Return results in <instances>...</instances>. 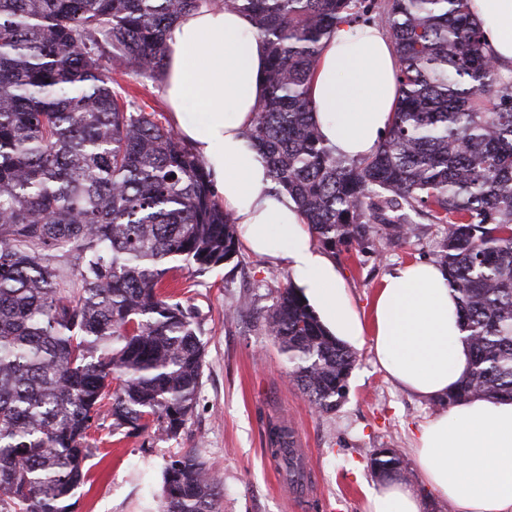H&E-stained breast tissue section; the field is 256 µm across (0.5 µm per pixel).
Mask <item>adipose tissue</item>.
Returning <instances> with one entry per match:
<instances>
[{
  "label": "adipose tissue",
  "instance_id": "1",
  "mask_svg": "<svg viewBox=\"0 0 512 512\" xmlns=\"http://www.w3.org/2000/svg\"><path fill=\"white\" fill-rule=\"evenodd\" d=\"M488 52L512 68V0H469ZM164 96L179 135L204 160L245 247L286 264L325 327L353 344H370L378 364L403 389L436 404L420 424L414 460L424 483L450 512H512V400L438 403L470 370L460 309L444 268L409 262L389 274L363 327L332 260L316 248L288 194L244 132L266 93L267 46L235 11L190 12L167 33ZM397 58L386 31L344 24L326 42L310 89L313 120L337 155H372L397 106ZM195 101L199 111L185 109ZM415 488L393 480L370 489L367 512H422Z\"/></svg>",
  "mask_w": 512,
  "mask_h": 512
}]
</instances>
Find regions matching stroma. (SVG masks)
I'll use <instances>...</instances> for the list:
<instances>
[{
	"label": "stroma",
	"mask_w": 512,
	"mask_h": 512,
	"mask_svg": "<svg viewBox=\"0 0 512 512\" xmlns=\"http://www.w3.org/2000/svg\"><path fill=\"white\" fill-rule=\"evenodd\" d=\"M119 82L155 121L171 127L161 83L132 74ZM444 234L441 225L421 218L408 242L380 243L353 257L333 254L363 324L371 322V304L384 277L398 264L434 260ZM297 281L288 266L244 250L202 275L184 269L169 273L167 284L178 287L183 305L194 311L206 344L194 413L175 441L150 428L93 431L97 448L86 463L88 481L74 512H161L163 467L170 455L187 449L222 482L219 512H300L282 483L288 470L269 450V430L283 425L298 430L309 457L304 478L318 485L333 512H366V491L380 483L370 467L375 449H394L404 467L413 468L415 429L434 407L396 387L369 346L355 349L340 406L320 414L290 380L288 360L273 339L254 330L249 313H236L240 298L250 297L263 309Z\"/></svg>",
	"instance_id": "stroma-1"
}]
</instances>
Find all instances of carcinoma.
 Returning a JSON list of instances; mask_svg holds the SVG:
<instances>
[{
	"label": "carcinoma",
	"instance_id": "obj_1",
	"mask_svg": "<svg viewBox=\"0 0 512 512\" xmlns=\"http://www.w3.org/2000/svg\"><path fill=\"white\" fill-rule=\"evenodd\" d=\"M221 4L268 47L267 94L244 135L331 252L446 230L436 253L460 303L471 370L444 404L512 398V74L487 52L468 0H0V509L72 512L90 435L149 427L177 439L193 415L205 344L193 312L160 292L239 253L204 161L112 87V69L159 80L166 32ZM377 12L399 102L377 151L349 160L312 121L323 41ZM321 413L354 367L301 291L257 312ZM273 455L297 469L290 433ZM375 473L409 479L396 455ZM162 512H218L192 450L162 471Z\"/></svg>",
	"mask_w": 512,
	"mask_h": 512
}]
</instances>
